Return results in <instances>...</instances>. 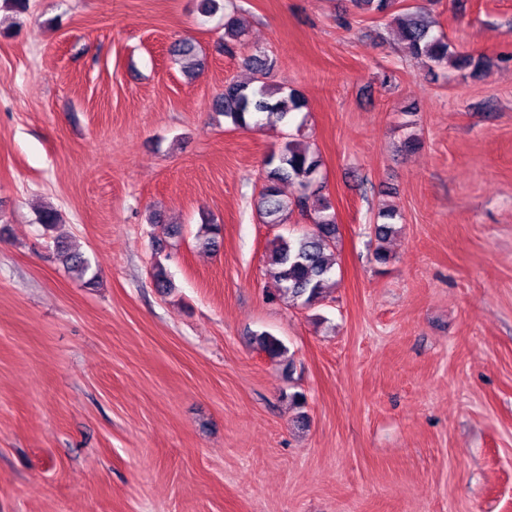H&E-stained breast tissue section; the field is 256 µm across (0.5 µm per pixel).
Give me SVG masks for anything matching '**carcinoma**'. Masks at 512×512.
<instances>
[{"mask_svg": "<svg viewBox=\"0 0 512 512\" xmlns=\"http://www.w3.org/2000/svg\"><path fill=\"white\" fill-rule=\"evenodd\" d=\"M353 5L364 13L379 17L392 16L400 37L410 55L428 70L445 68L471 77L485 75L491 62L484 56H475L454 47L443 33H436L431 22L425 20L422 7H408L399 13L393 9L396 0H352ZM203 14H213L222 8L224 13V49H230V42H241L245 31L237 17L238 8L233 4L223 6L219 0H200ZM170 53L182 58L197 57L196 45L189 39L172 45ZM247 62L259 74L255 82L227 81L224 93L216 101V109L223 112L225 121L233 128L262 126L267 123L288 124L296 112L306 107L305 97L285 86L272 87L263 81L274 61L252 55ZM322 160L318 153L293 138L277 152L269 154L263 162L259 212L268 224H279L288 212L298 211L311 214L312 228H303L295 235L278 238L268 259V274L279 286V296L289 301L311 307L316 305L323 293L326 282L336 265L335 240L337 233L336 215L327 197L321 195L322 186L318 176ZM295 183L301 193L286 202L281 198L280 185ZM400 217L392 207L378 212L379 223L374 225V235L380 246L376 249V260L386 264L391 254L383 246L395 233L394 220ZM58 260L69 269H76L81 275L88 274L91 262L82 253L71 248L63 236H58L55 245ZM260 349L270 359L282 357L286 348L275 336L259 334Z\"/></svg>", "mask_w": 512, "mask_h": 512, "instance_id": "1", "label": "carcinoma"}]
</instances>
